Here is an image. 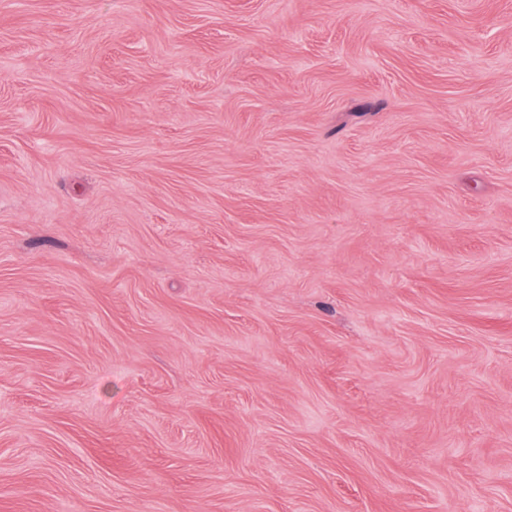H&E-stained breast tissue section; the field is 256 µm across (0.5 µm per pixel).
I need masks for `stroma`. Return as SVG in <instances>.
<instances>
[{
	"instance_id": "obj_1",
	"label": "stroma",
	"mask_w": 512,
	"mask_h": 512,
	"mask_svg": "<svg viewBox=\"0 0 512 512\" xmlns=\"http://www.w3.org/2000/svg\"><path fill=\"white\" fill-rule=\"evenodd\" d=\"M0 512H512V0H0Z\"/></svg>"
}]
</instances>
